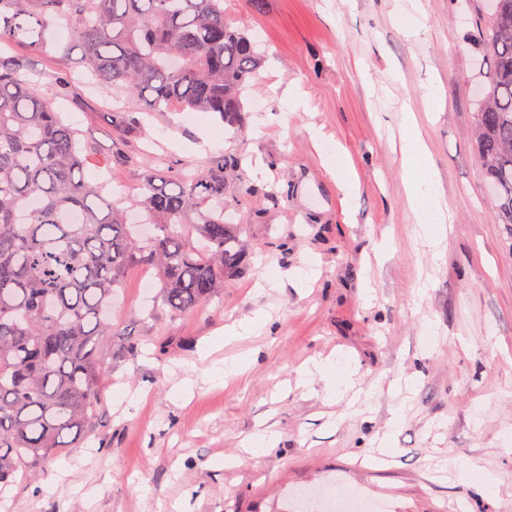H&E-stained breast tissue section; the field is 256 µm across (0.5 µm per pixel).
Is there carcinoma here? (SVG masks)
<instances>
[{"label": "carcinoma", "mask_w": 512, "mask_h": 512, "mask_svg": "<svg viewBox=\"0 0 512 512\" xmlns=\"http://www.w3.org/2000/svg\"><path fill=\"white\" fill-rule=\"evenodd\" d=\"M490 2L478 38L492 66L475 140L497 223L512 227V0ZM56 24L76 37L104 92L151 112H213L242 126L243 93L262 57L226 22L224 0H0V44L41 51ZM28 67L0 56V492L21 470L38 482L90 430L112 335L106 310L130 262L158 268V301L176 316L223 290L247 258L241 226L224 219L241 155L200 171L151 169L126 206L108 201L83 175L76 130L39 97ZM133 210L151 235L127 223Z\"/></svg>", "instance_id": "carcinoma-1"}]
</instances>
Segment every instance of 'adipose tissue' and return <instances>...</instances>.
Wrapping results in <instances>:
<instances>
[{"mask_svg": "<svg viewBox=\"0 0 512 512\" xmlns=\"http://www.w3.org/2000/svg\"><path fill=\"white\" fill-rule=\"evenodd\" d=\"M406 135L403 139V181L408 201L418 215L430 238L439 240L446 233V212L434 185L433 173L423 146L416 135L414 113L404 115Z\"/></svg>", "mask_w": 512, "mask_h": 512, "instance_id": "ef3b65f1", "label": "adipose tissue"}]
</instances>
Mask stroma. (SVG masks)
<instances>
[{
  "instance_id": "35a3bbf8",
  "label": "stroma",
  "mask_w": 512,
  "mask_h": 512,
  "mask_svg": "<svg viewBox=\"0 0 512 512\" xmlns=\"http://www.w3.org/2000/svg\"><path fill=\"white\" fill-rule=\"evenodd\" d=\"M420 21L407 36L397 13ZM224 17L257 44L262 65L244 93L243 124L220 142L212 114H149L145 103L84 90L70 31L54 51L7 46L28 58L39 96L78 127L84 175L133 197L152 163L197 170L244 155L232 181L248 265L202 307L147 316L129 264L108 312L112 335L99 380L103 408L84 445L18 479L8 512H269L282 482L349 492L384 512H512V228L497 223L475 144L474 91L489 76L477 39L486 0H224ZM306 110L290 111L285 90ZM121 111L126 122L112 123ZM414 113L453 224L432 247L402 184L401 122ZM343 154L324 163L310 130ZM350 166L358 187L337 185ZM311 268L307 288L289 274ZM268 313L266 334L219 352L257 360L224 385L198 358L226 325ZM139 339L160 355L131 356ZM333 359L364 390L357 414L301 373ZM138 394L134 405L121 401ZM272 432L260 458L247 438ZM480 465L496 499L453 477Z\"/></svg>"
}]
</instances>
